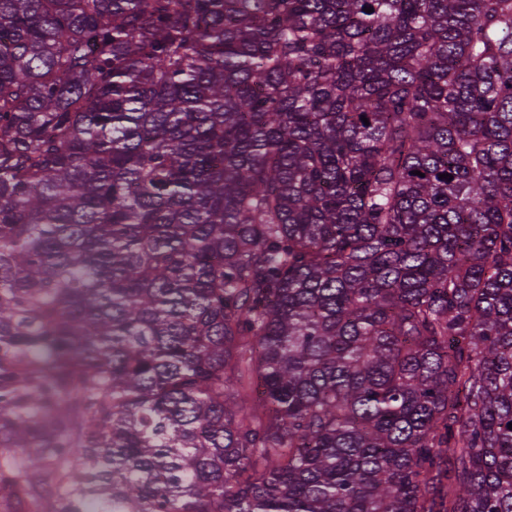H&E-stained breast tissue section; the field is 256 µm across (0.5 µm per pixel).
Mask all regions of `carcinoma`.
Returning a JSON list of instances; mask_svg holds the SVG:
<instances>
[{"label": "carcinoma", "mask_w": 512, "mask_h": 512, "mask_svg": "<svg viewBox=\"0 0 512 512\" xmlns=\"http://www.w3.org/2000/svg\"><path fill=\"white\" fill-rule=\"evenodd\" d=\"M511 422L512 0H0L1 488L512 512Z\"/></svg>", "instance_id": "cac0c4a2"}]
</instances>
